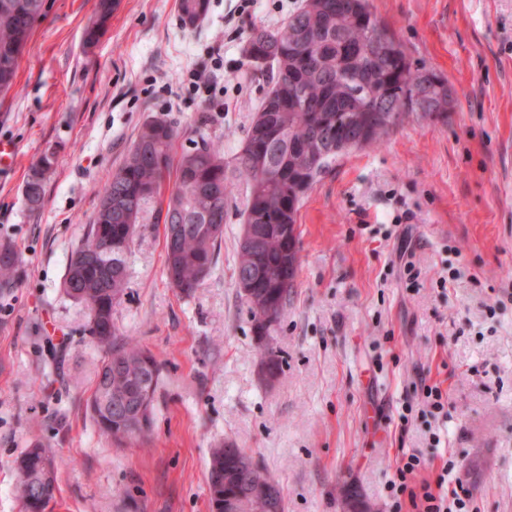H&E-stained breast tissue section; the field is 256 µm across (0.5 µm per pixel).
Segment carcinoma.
<instances>
[{
    "mask_svg": "<svg viewBox=\"0 0 512 512\" xmlns=\"http://www.w3.org/2000/svg\"><path fill=\"white\" fill-rule=\"evenodd\" d=\"M114 0H96L94 18L85 28L83 41L93 45L111 17ZM45 14V0H0V62L20 59L38 19ZM384 28L372 12L369 0H305L304 6L276 30L254 27L245 57L273 59L275 75L259 112L256 113L233 171L249 185L244 223L261 229L257 252L238 247L235 277L251 273L253 256L265 257L275 282L278 271L295 260L283 249L284 225L296 224L300 202L327 161L352 149L350 140L363 138L364 145L381 144L391 128L382 116L393 112L397 119L415 112L416 90L424 93V116L439 119L448 112V80L433 68L415 66L401 44L389 52L376 49L367 32ZM19 64L0 65V93L14 85ZM177 138L167 121L154 119L141 127L128 158L100 193L85 242L71 255L64 278L69 297L100 316L99 332L86 327L104 358L95 377L89 408L99 429L122 439L143 432L128 417L141 413L151 422L161 367L154 356L130 338L119 340L112 309L120 301L127 279V261L107 256L129 234V225L153 219L177 225L180 232L165 238V274L182 295L200 288L214 264L224 232L201 233L213 223L216 212L227 209L233 185L221 145L201 143L173 152ZM54 153L42 155L25 183V199L37 209L44 204L45 173ZM20 268L19 254L8 242L0 243V286L12 283ZM266 284L242 296L251 313L256 334L271 337L288 302L291 288ZM272 315L269 324L261 318ZM262 374L274 378L281 361L265 347ZM226 443L212 450L208 483L224 478L221 490L245 497L264 492L262 468L245 452L227 451ZM48 452L35 446L17 461L24 512H38L42 496H54L55 475L37 468L36 459ZM349 512H373L357 490L345 496Z\"/></svg>",
    "mask_w": 512,
    "mask_h": 512,
    "instance_id": "1",
    "label": "carcinoma"
}]
</instances>
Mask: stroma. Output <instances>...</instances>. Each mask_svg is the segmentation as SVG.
Listing matches in <instances>:
<instances>
[{"label":"stroma","instance_id":"35a3bbf8","mask_svg":"<svg viewBox=\"0 0 512 512\" xmlns=\"http://www.w3.org/2000/svg\"><path fill=\"white\" fill-rule=\"evenodd\" d=\"M370 2L414 65L447 77V115H412L337 156L303 198L276 381L234 282L245 184L194 296L166 279L162 225H138L112 320L161 381L148 431L118 442L87 407L103 353L64 291L68 260L146 121L172 123L180 150L220 142L232 162L272 80L245 57L250 31L281 27L303 0H207L193 23L180 0H115L90 48L94 0H46L0 94L14 149L0 241L23 270L0 293V512H23L16 461L37 445L56 468L48 512H211L208 460L226 443L279 484L286 512H345L350 487L388 512L403 450L453 460L448 482L475 512H512V0ZM48 151L32 211L23 189ZM422 375L447 391V415L416 410Z\"/></svg>","mask_w":512,"mask_h":512}]
</instances>
